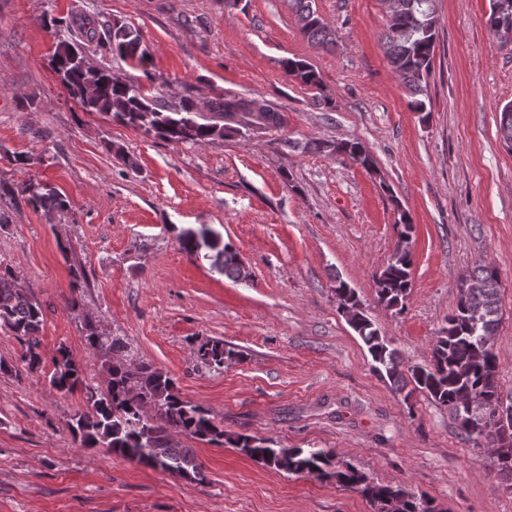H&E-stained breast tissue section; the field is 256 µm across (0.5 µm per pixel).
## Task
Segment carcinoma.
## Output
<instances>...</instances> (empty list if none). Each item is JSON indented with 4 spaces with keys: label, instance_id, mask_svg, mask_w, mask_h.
<instances>
[{
    "label": "carcinoma",
    "instance_id": "1",
    "mask_svg": "<svg viewBox=\"0 0 512 512\" xmlns=\"http://www.w3.org/2000/svg\"><path fill=\"white\" fill-rule=\"evenodd\" d=\"M413 8L389 21L384 35L386 57L392 69L402 78L416 99L411 105L417 112L427 109L421 99L425 95L431 73L436 44L438 8L436 0H408ZM499 11H489L486 25L491 33L502 26H512V0H498ZM297 19L303 21L300 33L308 41L325 47H336L335 31L318 13L315 0H292ZM87 41L93 44L92 54L101 61L93 64L85 46L76 39L59 40L52 56L53 68L70 96L87 112L105 114L127 126L144 130L171 143L207 144L216 139L244 136V126L209 122L195 115L194 105L183 100L177 106L144 94L137 80L126 84L112 79L107 57H117L150 76V54L142 47L138 29L115 21L98 30L89 16L77 19ZM286 73L305 85H318L317 71L302 60L283 63ZM215 110L240 112L249 117L261 113L268 130L282 127V114L255 98L226 95L216 103ZM304 149L328 153L343 161L376 173L372 154L359 141H316ZM23 197L36 209L46 213L69 210L70 201L53 185L31 175L9 183L0 181V198L16 200ZM399 244L387 266L375 275L379 301L388 309L401 312L410 294V269L413 256L410 241L414 224L405 211H400ZM179 245L191 259L205 260L234 282L242 277L243 261L236 247L223 241L205 225L188 228L179 236ZM469 279L477 287L464 290L432 344V360L427 366L404 363L397 349L382 336L374 322L365 314L356 291L340 281L334 288L340 312L359 336L373 362L374 369L393 381L397 389L412 388L448 409L458 429L467 437L483 435L490 425L489 409L501 400L498 385L497 356L494 340L500 312V276L496 266L483 264L474 269ZM43 322L41 306L18 287L10 268H0V327L8 329L26 346L24 361L29 371L42 366L36 334ZM86 341L93 350H110L117 354L124 349L119 338L99 334L87 327ZM204 365L224 364V359L238 352L224 347L221 340L209 341L197 351ZM104 391H87L91 412L72 419L70 428L86 448H106L111 453L143 466L159 469L173 477L203 478L202 465L190 448L173 445L171 432L185 434L210 444L229 443L253 461L278 472L308 474L332 480L337 485L359 493L374 512H436L432 502L401 485L379 484L348 462H335L334 455L318 448H281L269 438L247 434L224 436L210 412L182 399L170 376L150 364L135 367L123 360L113 361L107 369ZM80 382V371L66 348L58 350L49 375L50 386L59 392H72ZM152 410L155 422L146 418Z\"/></svg>",
    "mask_w": 512,
    "mask_h": 512
}]
</instances>
